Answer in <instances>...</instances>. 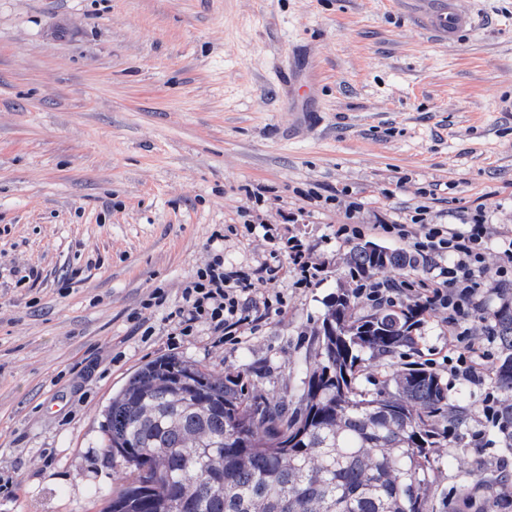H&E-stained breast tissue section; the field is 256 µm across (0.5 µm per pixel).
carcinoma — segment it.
I'll return each mask as SVG.
<instances>
[{"label": "carcinoma", "instance_id": "1", "mask_svg": "<svg viewBox=\"0 0 512 512\" xmlns=\"http://www.w3.org/2000/svg\"><path fill=\"white\" fill-rule=\"evenodd\" d=\"M352 268L368 277L407 256L360 244ZM502 348L498 385L512 393V305L491 312ZM413 310L357 316L329 302L315 335V366L298 407L252 397L243 386L176 356L151 360L103 412L102 448L133 473L120 492L97 489L103 512H427L432 448L448 405L443 379L408 368L369 393L356 383L366 353L413 343ZM288 501V510L275 507Z\"/></svg>", "mask_w": 512, "mask_h": 512}]
</instances>
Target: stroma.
Returning a JSON list of instances; mask_svg holds the SVG:
<instances>
[{
  "instance_id": "1",
  "label": "stroma",
  "mask_w": 512,
  "mask_h": 512,
  "mask_svg": "<svg viewBox=\"0 0 512 512\" xmlns=\"http://www.w3.org/2000/svg\"><path fill=\"white\" fill-rule=\"evenodd\" d=\"M468 7L473 28L442 43L394 0H0V512H99L94 488L128 483L102 454V412L149 360L295 403L325 305L352 286L333 238L345 212L309 192L348 190L362 224L424 204L435 224L480 205L512 225V0ZM247 212L315 248L316 286L249 240ZM219 234L225 262L269 266L258 288L284 306L225 342L170 337ZM413 336L365 355L359 385L411 362L446 376L440 316ZM470 428L433 451L429 512L512 482L501 435L481 448Z\"/></svg>"
}]
</instances>
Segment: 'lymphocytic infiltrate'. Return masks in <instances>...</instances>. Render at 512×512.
<instances>
[{"instance_id": "1", "label": "lymphocytic infiltrate", "mask_w": 512, "mask_h": 512, "mask_svg": "<svg viewBox=\"0 0 512 512\" xmlns=\"http://www.w3.org/2000/svg\"><path fill=\"white\" fill-rule=\"evenodd\" d=\"M379 231L408 240L411 268L425 265L428 275L394 283L374 282L351 273L353 298L378 307H394L409 301L422 310L445 314L448 322V372L472 386L484 385L496 351L473 336L470 323L482 313L487 298L512 301V226L488 223L482 208L468 212L459 224H379ZM496 249L499 262L486 264L489 249ZM251 275L226 266L223 256L197 271L183 289L181 303L169 314L171 333L191 335L196 324L206 323L215 332L233 336L252 324L258 305ZM512 395L499 390L485 392L476 412L477 431L482 439L489 430L507 433L512 421L506 417Z\"/></svg>"}]
</instances>
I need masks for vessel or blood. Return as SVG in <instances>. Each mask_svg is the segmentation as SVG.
<instances>
[{"label": "vessel or blood", "instance_id": "vessel-or-blood-1", "mask_svg": "<svg viewBox=\"0 0 512 512\" xmlns=\"http://www.w3.org/2000/svg\"><path fill=\"white\" fill-rule=\"evenodd\" d=\"M402 8L439 41L454 42L471 28L466 0H402Z\"/></svg>", "mask_w": 512, "mask_h": 512}]
</instances>
